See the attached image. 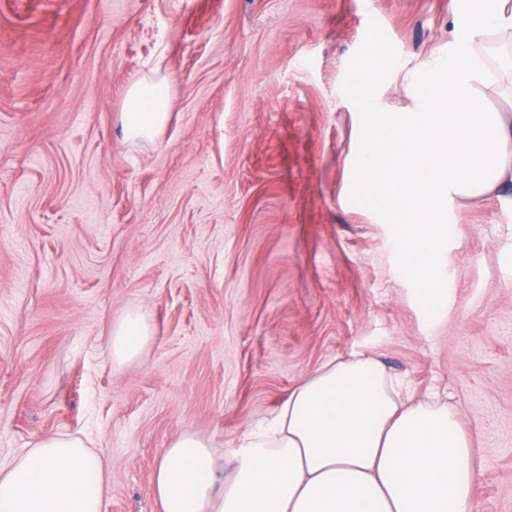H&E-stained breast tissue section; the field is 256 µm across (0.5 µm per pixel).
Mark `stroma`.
<instances>
[{
    "mask_svg": "<svg viewBox=\"0 0 512 512\" xmlns=\"http://www.w3.org/2000/svg\"><path fill=\"white\" fill-rule=\"evenodd\" d=\"M448 0H0V467L85 438L103 512H158L176 435L230 458L325 363L362 353L472 438L478 512H512V184L448 203L429 295L406 227L349 182L400 64L448 41ZM174 101L152 143L119 114L140 79ZM155 334L108 357L113 322ZM153 336L154 329L146 314L140 311L126 313L112 324L108 345L112 363L134 361Z\"/></svg>",
    "mask_w": 512,
    "mask_h": 512,
    "instance_id": "obj_1",
    "label": "stroma"
}]
</instances>
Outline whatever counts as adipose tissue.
Wrapping results in <instances>:
<instances>
[{"label": "adipose tissue", "mask_w": 512, "mask_h": 512, "mask_svg": "<svg viewBox=\"0 0 512 512\" xmlns=\"http://www.w3.org/2000/svg\"><path fill=\"white\" fill-rule=\"evenodd\" d=\"M449 13L444 50L406 72L413 109L378 110L376 67L348 78L362 108L353 186L407 225L405 253L431 295L449 199L512 179V117L478 101L489 79L480 49L488 36L512 31V0H449ZM172 108L155 85L135 83L121 114L124 136L155 141ZM153 336L146 314L126 313L112 325V362L134 361ZM231 463L221 476L207 439L178 435L153 469L160 512H477L478 469L461 414L405 392L369 356L328 363L298 384ZM107 477L104 458L81 437H47L0 469V512H102Z\"/></svg>", "instance_id": "obj_1"}]
</instances>
